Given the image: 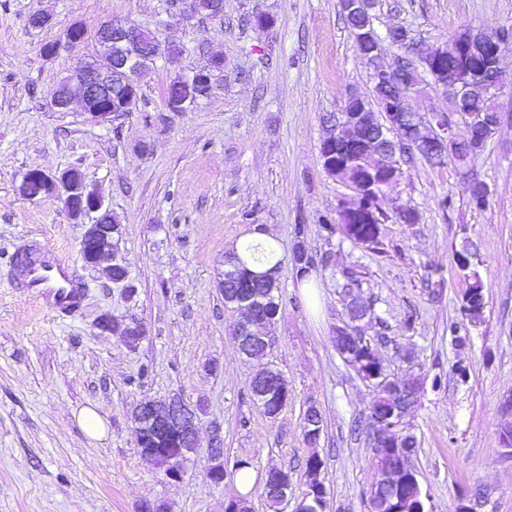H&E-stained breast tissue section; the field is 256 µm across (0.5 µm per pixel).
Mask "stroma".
Segmentation results:
<instances>
[{
    "label": "stroma",
    "instance_id": "stroma-1",
    "mask_svg": "<svg viewBox=\"0 0 512 512\" xmlns=\"http://www.w3.org/2000/svg\"><path fill=\"white\" fill-rule=\"evenodd\" d=\"M34 13L50 15V24L29 27ZM257 13L274 18L273 27L255 28ZM373 14L378 32L402 24L428 48L466 26H512V0H376ZM110 19L154 30L169 16L165 0H0V512H138L146 501L166 512H224L239 494L251 512H269L261 492L271 467L291 474L294 499L279 512H294L313 450L324 461L327 512H368L377 478L367 429L373 389L333 341L347 320L349 277L379 317L364 333L387 373L423 382L405 428L417 441L412 461L429 512H457L474 497V512H512V455L498 434L502 402L512 396V92L496 99L501 124L468 167L418 157L403 164L381 202L400 198L417 220L388 216L370 249L322 228L355 195L323 168L324 119L341 110L347 89L370 87L337 0H224L223 21L197 18L176 31L182 63L160 60L143 75L138 111L105 124L78 108L53 111L49 87L96 55L95 30ZM74 22L87 33L70 48L63 40ZM54 41L58 53L44 56L42 46ZM210 54L224 57L222 88L191 111H167L166 86ZM70 168L121 225L133 296L83 267L85 227L59 199L18 192L28 170ZM473 179L488 189L481 209L469 203ZM298 224L321 260L305 279L291 261ZM258 226L284 256L266 361L291 398L273 419L251 397L258 365L239 354V315L217 288L225 254ZM35 238L58 249L84 282L80 313L52 314L9 285L11 257ZM466 243L474 255L464 271L456 253ZM472 272L484 285L477 322L460 312ZM308 280L313 290H304ZM104 312L142 323L145 336L132 348L121 333H98ZM454 322L465 347L454 344ZM143 364L151 368L144 380ZM173 397L202 425L223 426V485L209 480L206 455L192 457L177 480L143 457L135 412ZM311 404L323 420L314 449L304 437ZM85 408L103 418V438L81 426ZM241 460L253 476L245 492L236 482Z\"/></svg>",
    "mask_w": 512,
    "mask_h": 512
}]
</instances>
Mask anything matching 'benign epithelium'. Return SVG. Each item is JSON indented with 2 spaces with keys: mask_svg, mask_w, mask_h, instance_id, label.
<instances>
[{
  "mask_svg": "<svg viewBox=\"0 0 512 512\" xmlns=\"http://www.w3.org/2000/svg\"><path fill=\"white\" fill-rule=\"evenodd\" d=\"M366 4L367 0H338L340 12L353 17L362 16L366 11ZM195 16L194 0H181L177 8L169 13V22L165 25L164 32L171 33ZM103 32L109 35L111 55L95 70L89 69L86 63L79 62L77 82L61 81L55 84L49 94V105L53 110L66 112L77 102L81 105L83 113L92 121H106L112 114L126 108V100L112 98V73L115 71L123 75L129 94L136 93L138 78L142 72L141 60L144 56L151 55V45L144 44V29L129 21L111 20L99 26L98 33ZM351 35L356 48H370L371 57L365 56L363 60L369 68L371 83L394 93V97L389 100L386 125L379 127L383 136L391 141L390 151H378L374 159L365 151L354 163L340 165L334 163L333 153L329 152V144L324 140L320 153L324 169H344L350 175L349 182H358L366 193L380 196L385 183L377 181L376 176L388 168H396L398 154L406 149H415L423 143L435 146L444 154L451 153L459 141L455 132L457 124L461 122L467 127L482 125L487 122V116L482 112H463L458 108V101L469 88V80L466 77H450L448 71L442 68L439 55L441 50L448 49V46L444 45L442 49L436 50L432 57L421 61V69L445 93L451 109L432 112L421 118V123L414 127L413 140L400 137L398 131L402 113L414 111L409 99V77L401 67H392L383 60L382 39L374 28L360 23L352 29ZM494 35L493 31L466 28L455 35L450 44L465 46L471 41H481ZM386 39L391 42L397 41L407 49L412 47L411 30L402 24L389 27ZM184 81L190 86L210 84L217 88L223 81V72H212L207 67H197L184 76ZM329 123L336 132V138L343 141L352 139L360 131H366L375 124V121L369 113L360 111L349 114L339 112L336 117L329 118ZM45 196L63 198L65 208L74 219L88 220L80 244V258L84 267L101 269L110 276L113 266H122L121 258L112 244V231H104L93 217L95 212L105 206V201L98 193L87 187L82 174L69 170L61 172L51 178ZM271 300L272 292L252 289L245 290L230 300L229 306L243 315V320L238 324L240 335L236 337L241 354H246V350L252 347L269 349L273 345L272 337L261 331L259 324L256 323L257 309ZM357 337V328L349 322L336 327L334 342L338 346H345ZM349 355L348 364L355 368L359 376L371 383L374 388H382L389 392L393 399V407L386 415L370 419V438L373 447L377 448V455L380 456L385 448L404 440V417L417 402L419 390L386 374L376 349L372 348L368 352L351 351ZM251 387L258 406L263 409L266 408L267 399L271 395L277 396L283 407L290 399L288 384L284 377L268 367L255 374L251 380ZM136 422L142 454L151 460L155 459L151 436L169 431L179 439L181 449L178 454L168 458L166 466L169 468L167 477L180 478L185 463L198 454L200 448L201 424L192 410L179 400H170L166 402V409L159 412L156 402L147 401L140 405ZM223 454V428L214 423L209 426L206 456L218 457ZM416 476L417 472L411 462H393L384 469L383 488L397 489L411 482ZM268 492L285 502L293 495L292 481L285 478L281 470L271 469L267 472L263 484V493Z\"/></svg>",
  "mask_w": 512,
  "mask_h": 512,
  "instance_id": "1",
  "label": "benign epithelium"
}]
</instances>
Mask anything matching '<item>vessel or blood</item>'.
<instances>
[{
	"mask_svg": "<svg viewBox=\"0 0 512 512\" xmlns=\"http://www.w3.org/2000/svg\"><path fill=\"white\" fill-rule=\"evenodd\" d=\"M17 268L20 288L47 309L67 315L80 311L84 285L54 247L42 242L33 244L21 254Z\"/></svg>",
	"mask_w": 512,
	"mask_h": 512,
	"instance_id": "obj_1",
	"label": "vessel or blood"
}]
</instances>
